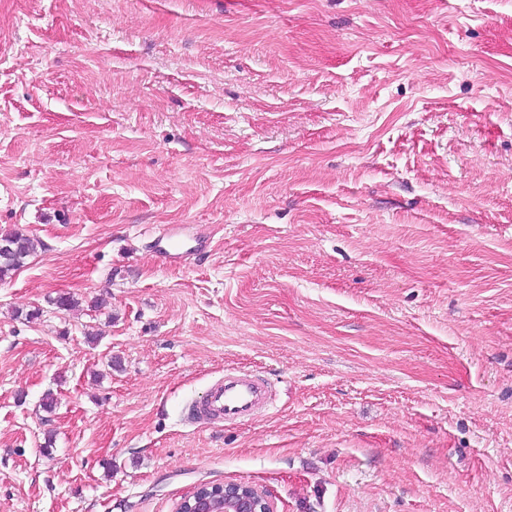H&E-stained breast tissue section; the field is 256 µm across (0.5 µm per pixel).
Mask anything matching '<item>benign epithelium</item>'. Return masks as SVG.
I'll return each instance as SVG.
<instances>
[{
  "instance_id": "1",
  "label": "benign epithelium",
  "mask_w": 512,
  "mask_h": 512,
  "mask_svg": "<svg viewBox=\"0 0 512 512\" xmlns=\"http://www.w3.org/2000/svg\"><path fill=\"white\" fill-rule=\"evenodd\" d=\"M176 512H276V505L269 493L248 483H205L181 499Z\"/></svg>"
}]
</instances>
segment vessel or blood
<instances>
[{
	"label": "vessel or blood",
	"instance_id": "obj_1",
	"mask_svg": "<svg viewBox=\"0 0 512 512\" xmlns=\"http://www.w3.org/2000/svg\"><path fill=\"white\" fill-rule=\"evenodd\" d=\"M185 230L182 224L163 230L153 236L150 250L162 261L178 262L184 248L182 238ZM271 403L272 393L261 376L229 370L208 388L194 408L203 420L221 418L228 422H242Z\"/></svg>",
	"mask_w": 512,
	"mask_h": 512
}]
</instances>
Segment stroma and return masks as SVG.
I'll return each mask as SVG.
<instances>
[{
	"label": "stroma",
	"mask_w": 512,
	"mask_h": 512,
	"mask_svg": "<svg viewBox=\"0 0 512 512\" xmlns=\"http://www.w3.org/2000/svg\"><path fill=\"white\" fill-rule=\"evenodd\" d=\"M9 230L0 512H512V0H0ZM189 229L183 224L169 227L152 237L149 248L153 254L164 262L176 263L181 258L185 247L182 238ZM1 236H6L12 247L8 255L0 254V281H3L25 264L26 258L33 252L34 242L28 235L16 230L1 233ZM272 404L267 382L252 372L227 370L196 403V415L203 420L224 418V422H242ZM177 512H276L272 496L244 482L200 484L181 499Z\"/></svg>",
	"instance_id": "35a3bbf8"
}]
</instances>
